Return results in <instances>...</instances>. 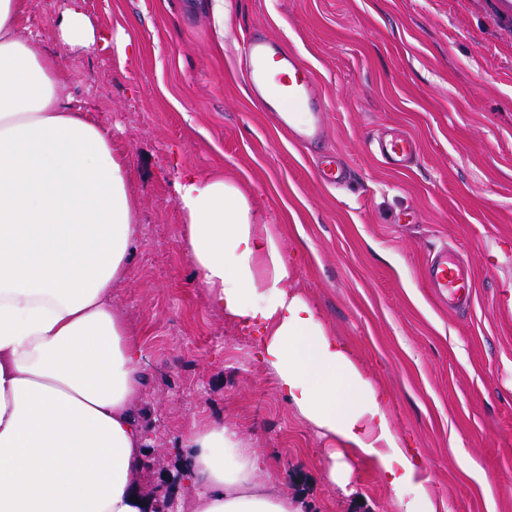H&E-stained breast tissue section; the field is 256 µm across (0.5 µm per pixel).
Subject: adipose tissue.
Segmentation results:
<instances>
[{
    "label": "adipose tissue",
    "instance_id": "adipose-tissue-1",
    "mask_svg": "<svg viewBox=\"0 0 512 512\" xmlns=\"http://www.w3.org/2000/svg\"><path fill=\"white\" fill-rule=\"evenodd\" d=\"M24 6L0 0V512H144L143 354L112 303L140 226L111 133L67 109L57 79L99 38L81 0H67L54 46L20 35ZM175 189L187 259L214 307L262 329L288 403L372 461L397 512H448L401 448L387 391L289 289L279 234L255 232L249 199L221 175ZM180 446L177 512H301L259 480L258 452L223 421L192 426Z\"/></svg>",
    "mask_w": 512,
    "mask_h": 512
}]
</instances>
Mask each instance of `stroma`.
Instances as JSON below:
<instances>
[{
  "label": "stroma",
  "mask_w": 512,
  "mask_h": 512,
  "mask_svg": "<svg viewBox=\"0 0 512 512\" xmlns=\"http://www.w3.org/2000/svg\"><path fill=\"white\" fill-rule=\"evenodd\" d=\"M84 8L101 36L130 42L123 60L74 56L59 81L66 104L89 103L111 130L142 229L112 299L145 356L144 488L176 470L172 449L194 423L220 418L302 512H394L372 462L354 464L347 490L331 483L337 440L287 402L259 334L210 304L186 259L175 183L216 172L257 207V233H279L289 287L389 392L427 490L450 512H512V25L493 0H224L220 27L201 0ZM250 30L282 39L315 72L322 146L293 143L250 98ZM391 128L419 144L408 168L374 152ZM332 152L353 171L335 188L316 175ZM446 245L475 275L465 311L423 279Z\"/></svg>",
  "instance_id": "1"
}]
</instances>
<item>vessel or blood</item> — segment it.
I'll return each mask as SVG.
<instances>
[{
	"mask_svg": "<svg viewBox=\"0 0 512 512\" xmlns=\"http://www.w3.org/2000/svg\"><path fill=\"white\" fill-rule=\"evenodd\" d=\"M246 81L265 111L276 113L295 142L319 145L325 137V120L315 101L322 88L298 55L276 37L251 33L245 43ZM378 152L385 162L400 169L417 155V141L404 133L380 139ZM424 278L435 294L449 304L467 305L474 293V277L468 266L449 261L440 249L427 261Z\"/></svg>",
	"mask_w": 512,
	"mask_h": 512,
	"instance_id": "1",
	"label": "vessel or blood"
}]
</instances>
